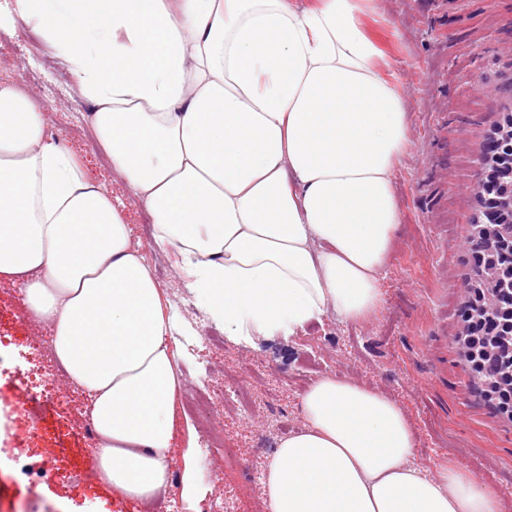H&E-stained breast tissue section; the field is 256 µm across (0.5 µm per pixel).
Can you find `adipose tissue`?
Instances as JSON below:
<instances>
[{
    "label": "adipose tissue",
    "mask_w": 512,
    "mask_h": 512,
    "mask_svg": "<svg viewBox=\"0 0 512 512\" xmlns=\"http://www.w3.org/2000/svg\"><path fill=\"white\" fill-rule=\"evenodd\" d=\"M16 3L228 340L254 348L376 312L410 146L407 103L368 29L389 22L377 0ZM0 279L23 285L87 392L101 479L141 502L165 494L175 317L122 211L14 83H0ZM301 413L263 467L271 512H501L460 463L416 465L405 409L376 388L325 374Z\"/></svg>",
    "instance_id": "ef3b65f1"
}]
</instances>
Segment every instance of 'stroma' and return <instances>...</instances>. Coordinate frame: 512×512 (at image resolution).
Segmentation results:
<instances>
[{"label":"stroma","mask_w":512,"mask_h":512,"mask_svg":"<svg viewBox=\"0 0 512 512\" xmlns=\"http://www.w3.org/2000/svg\"><path fill=\"white\" fill-rule=\"evenodd\" d=\"M393 18L374 32L395 62L411 112L410 149L395 173L404 219L396 250L380 273L383 303L357 325L324 318L288 342L245 349L223 339L194 343L188 331L204 311L169 258L153 246L150 218L129 185L112 171L84 112L90 102L45 39L24 43L28 26L0 28V79L12 80L43 104L45 134L76 154L89 177L122 210L140 241L157 283L186 337L178 368L186 388H210L223 429L226 453L265 463L283 434L300 429L302 394L317 379L316 364L339 377H353L395 397L417 436L414 461L430 468L452 459L483 485L502 493V512H512V423L502 421L483 399L453 344L463 283L467 279L469 226L479 209L477 159L503 114L512 113V0H379ZM19 301L0 289V336L33 365H46L31 331L17 318ZM245 377L271 411L243 416L229 410L224 382L213 368ZM72 410L49 409L38 421L18 410L20 391L11 375L0 376V512H157L155 503L120 497L97 478L91 449L75 439V406L86 394L71 388ZM178 437L171 466L183 476L179 497L164 512H200L211 495L223 512H247L246 496L261 494L255 470L215 460L222 477L206 486L195 473L201 439L195 419L178 404ZM55 455L61 476L31 485L14 468L15 458ZM93 473L72 480V471Z\"/></svg>","instance_id":"1"}]
</instances>
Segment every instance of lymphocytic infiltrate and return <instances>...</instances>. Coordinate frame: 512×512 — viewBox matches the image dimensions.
<instances>
[{
	"label": "lymphocytic infiltrate",
	"instance_id": "obj_1",
	"mask_svg": "<svg viewBox=\"0 0 512 512\" xmlns=\"http://www.w3.org/2000/svg\"><path fill=\"white\" fill-rule=\"evenodd\" d=\"M496 231L486 223L471 227L470 277L455 342L485 398L512 420V259L502 254Z\"/></svg>",
	"mask_w": 512,
	"mask_h": 512
}]
</instances>
